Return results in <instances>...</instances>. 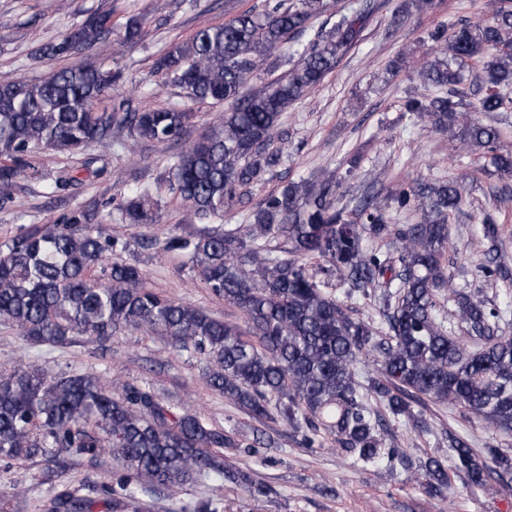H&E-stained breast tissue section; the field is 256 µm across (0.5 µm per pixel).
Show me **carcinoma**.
<instances>
[{
    "label": "carcinoma",
    "instance_id": "1",
    "mask_svg": "<svg viewBox=\"0 0 512 512\" xmlns=\"http://www.w3.org/2000/svg\"><path fill=\"white\" fill-rule=\"evenodd\" d=\"M329 8L328 0H278L261 13L244 11L203 26L156 60L164 83L187 97L229 104L216 124L169 158L189 221L224 213L226 204L243 200L239 191L261 172L280 165L281 154L271 145L284 112L361 40L369 4L318 29L293 50L295 60L284 59L292 63L284 75L258 88L252 81L272 52ZM142 20L140 14L128 17L117 44L137 41ZM114 32L112 12L97 11L41 46L38 55L66 60ZM429 38L440 44L442 57L409 69L408 77L445 92L408 95L404 110L447 132L449 144L491 154L499 176L512 180V152H497L498 129L476 117L505 112L512 104V0H491L489 17L475 23H440ZM466 66L481 77L471 100L462 88ZM120 77V71L88 61L39 79L0 78V208L13 201L34 145L71 156L94 143L133 154L143 140L183 138L190 113L175 106L139 109L125 98L99 108ZM337 190L331 177L293 180L257 205L245 234L204 227L165 241L164 251L181 255L213 295L243 313V328L145 287L134 265L114 261L107 284L93 283L92 273L119 239L95 234L89 210L0 251V320L49 345H65L76 335L106 341L128 327L167 336L174 347L208 357L215 366L209 386L253 417H270L274 398L277 416L301 434L302 447L320 448L329 436L376 469L399 454L397 442L382 436L387 418H405L429 431L412 411L420 396L459 406L493 432L511 435L512 336L499 323L512 315V306L489 308L473 299L453 286L443 265L448 217L467 194V178L404 181L387 199L370 195L354 206L339 203ZM391 206L417 212V222L391 223ZM119 211L123 224L156 222L146 188L124 197ZM499 234L495 220L484 219L480 272L490 286L512 288ZM275 240L288 247L272 245ZM369 240L383 247L366 245ZM335 278L346 298L384 289L386 336L353 318L339 296L326 291ZM443 297L453 303L469 340L450 335L439 318ZM367 356L381 359V372L365 385L356 366ZM371 397L384 413L370 405ZM235 447L226 431L163 403L146 384L109 383L93 372L48 378L31 367L0 374L1 458L61 452L94 458L106 451L122 467L116 485L70 484L43 504V512H149L145 486L173 495L195 476L249 490L250 475L216 452ZM448 451L418 466L429 494H442L453 478L479 487L512 483V457L496 446H487L481 461L467 439L450 432Z\"/></svg>",
    "mask_w": 512,
    "mask_h": 512
}]
</instances>
